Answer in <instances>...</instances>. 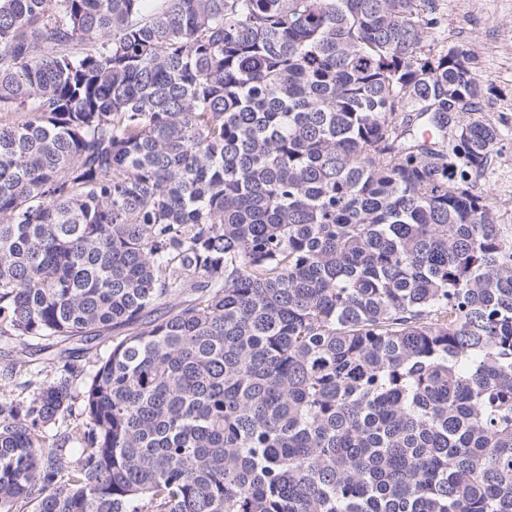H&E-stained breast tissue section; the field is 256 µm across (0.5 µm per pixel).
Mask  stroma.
I'll use <instances>...</instances> for the list:
<instances>
[{
	"instance_id": "1",
	"label": "stroma",
	"mask_w": 512,
	"mask_h": 512,
	"mask_svg": "<svg viewBox=\"0 0 512 512\" xmlns=\"http://www.w3.org/2000/svg\"><path fill=\"white\" fill-rule=\"evenodd\" d=\"M437 7L447 43L469 49L479 73L495 88L481 104L486 114L502 120L504 141L477 188L492 197L499 223L512 224V0H437ZM39 347V341L28 338L0 342V352L10 351L15 363L13 378L0 376V394H17L30 375L53 370L51 355Z\"/></svg>"
}]
</instances>
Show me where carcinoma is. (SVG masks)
Segmentation results:
<instances>
[{"mask_svg":"<svg viewBox=\"0 0 512 512\" xmlns=\"http://www.w3.org/2000/svg\"><path fill=\"white\" fill-rule=\"evenodd\" d=\"M441 24L0 0V338L65 360L0 395V512H512L501 134ZM112 345V333L106 336H100L91 342H79V344L74 345L78 348H83L79 351L75 356L78 358H72L75 360L74 362L78 365H85L87 368L92 365L93 361L96 359V356L105 354L108 349Z\"/></svg>","mask_w":512,"mask_h":512,"instance_id":"carcinoma-1","label":"carcinoma"}]
</instances>
